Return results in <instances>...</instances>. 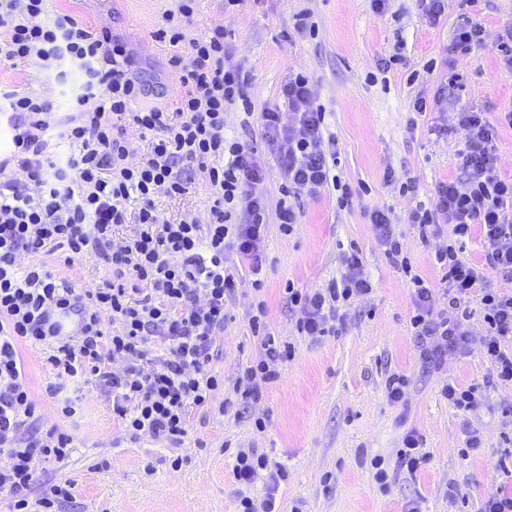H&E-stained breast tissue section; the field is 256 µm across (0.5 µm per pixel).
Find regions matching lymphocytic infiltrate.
Returning a JSON list of instances; mask_svg holds the SVG:
<instances>
[{
    "label": "lymphocytic infiltrate",
    "mask_w": 512,
    "mask_h": 512,
    "mask_svg": "<svg viewBox=\"0 0 512 512\" xmlns=\"http://www.w3.org/2000/svg\"><path fill=\"white\" fill-rule=\"evenodd\" d=\"M196 2L175 0L156 32L159 40L187 48L169 59L185 95L174 110L137 111L134 103L150 95L152 85L133 70L126 45L110 30L91 28L64 10L48 13L46 0H0V62L53 70L60 88L71 72L83 76L82 93L69 100V114L58 122L50 117L51 97L5 94L14 118V151L0 160V493L10 495L11 512H54L56 503L71 496L66 484L33 502L25 495L38 479L36 460L64 459L72 438L56 428L34 431L36 407L24 382L21 344L41 346L58 382H95L111 393L127 432L181 445L192 410L208 406L223 384L209 364L235 286L230 263L247 264L254 289H261L270 216L288 235L300 222L293 201L301 195L337 188L339 204L349 201L336 173V138L310 77L300 71L284 84L287 112L255 109L247 73L230 62L223 25L188 36ZM235 105L244 111L243 127L258 130L277 155V204L269 202L250 141L227 132L225 112ZM458 125L466 132L461 179L440 183L433 203L417 205L409 215L425 238L439 235L441 226L450 228L447 246L435 255L442 290L412 274L387 212L373 210L369 222L385 256L411 277V325L424 357L437 364L448 351L466 352L465 322L476 310L485 327L482 354L493 376L511 384L512 290L487 287L484 268L463 259L460 245L480 228L485 268L512 280V176L497 167L499 132L512 127V111L494 123L464 110ZM134 135L148 140L136 163L130 160ZM58 139L70 152L55 151ZM198 178L212 198L206 221L157 209L156 195H185ZM133 201L139 204L134 212L128 209ZM126 223L130 231L118 234ZM60 250L69 264L101 260L115 279L90 283L79 293L59 287L39 258ZM23 253L35 256V264L20 266ZM371 291L355 248L345 255L344 272L326 287L286 289L289 305L299 312L297 332L311 337L334 334L341 306ZM50 307L78 316L80 336H53L45 318ZM105 312L116 324L109 334L102 330ZM265 316L264 305H257L250 325L261 338V355L234 384L247 402L279 379L278 363L293 353L277 342ZM117 361L123 365L118 372L112 368ZM233 473L244 485L266 479L264 498H242V512H278L275 493L287 478L283 468L247 448L237 452Z\"/></svg>",
    "instance_id": "f902f5d3"
}]
</instances>
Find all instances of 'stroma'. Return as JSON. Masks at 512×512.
Returning <instances> with one entry per match:
<instances>
[{
    "label": "stroma",
    "instance_id": "35a3bbf8",
    "mask_svg": "<svg viewBox=\"0 0 512 512\" xmlns=\"http://www.w3.org/2000/svg\"><path fill=\"white\" fill-rule=\"evenodd\" d=\"M438 23H429L415 0H390L384 12L372 0H240L225 9L222 0H200L190 26L198 34L223 25L232 60L247 70V93L255 107L287 111L281 89L292 73L312 79L318 103L329 113L340 157L337 173L353 196L339 207L336 192L302 197L301 222L283 234L269 224L264 241L262 290H254L247 266L236 265V290L226 303L224 334L210 363L223 376L211 408L193 411L190 431L180 447L148 436L131 440L112 412V396L92 383L72 384L50 394L55 378L40 350L22 345L20 354L39 427H59L74 446L64 460L39 462V483L70 482L72 498L58 512H237L240 496L263 498L264 481L238 484L232 473L237 451L256 448L288 472L276 493L281 512H404L419 501L422 512H480L483 502L512 470V385L492 378L482 358L484 327L472 313L467 354L449 352L439 367L424 363L410 324L411 285L386 258L367 219L368 211L390 212L416 272L432 287L441 274L436 251L447 234L421 238L408 215L418 203H432L440 182L458 179V153L464 132L456 113L467 107L496 118L512 111V70L500 62L496 42L512 28V0H447ZM170 0H50L49 11L66 9L92 28L107 27L124 38L136 66L171 84L168 65L175 47L159 41L156 30ZM309 12L317 37L298 34L295 17ZM479 21L484 41L457 57L448 47L457 21ZM461 76L454 102L439 94L449 73ZM52 80L35 65L0 68V89L49 93ZM425 100L424 112L415 109ZM395 181H387V173ZM412 178L416 191L403 195L398 179ZM357 247L369 295L341 310L336 334L298 335L296 311L288 306L286 283L316 289L339 277L343 254ZM57 281L81 289L112 277L95 259L65 264L47 257ZM264 302L272 333L294 348L280 366L279 380L261 398L242 404L234 391L240 371L256 361L260 339L249 326L255 302ZM407 378L403 402H390L385 383L391 374ZM478 389V401L464 411L449 404L447 383ZM76 400L74 417L61 416L64 399ZM264 419L257 431L254 422ZM479 429L483 446L462 456L467 432ZM423 438L426 463L415 474L396 458L404 436ZM180 466H172L173 456ZM384 461L387 488H380L370 465Z\"/></svg>",
    "mask_w": 512,
    "mask_h": 512
}]
</instances>
